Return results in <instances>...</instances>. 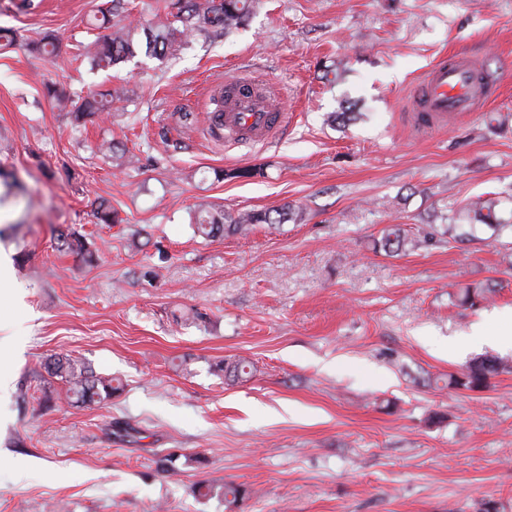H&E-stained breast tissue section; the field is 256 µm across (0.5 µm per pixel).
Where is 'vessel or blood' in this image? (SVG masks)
Returning a JSON list of instances; mask_svg holds the SVG:
<instances>
[{
    "mask_svg": "<svg viewBox=\"0 0 512 512\" xmlns=\"http://www.w3.org/2000/svg\"><path fill=\"white\" fill-rule=\"evenodd\" d=\"M491 97L480 62L459 54L430 65L414 95L412 123L417 130L442 129L459 115L479 110ZM288 126L276 99L262 85L246 77L224 83V106L217 123L209 124L214 141L233 145L267 140Z\"/></svg>",
    "mask_w": 512,
    "mask_h": 512,
    "instance_id": "b4317fda",
    "label": "vessel or blood"
}]
</instances>
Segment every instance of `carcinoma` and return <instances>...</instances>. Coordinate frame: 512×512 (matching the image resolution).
<instances>
[{"label":"carcinoma","instance_id":"1","mask_svg":"<svg viewBox=\"0 0 512 512\" xmlns=\"http://www.w3.org/2000/svg\"><path fill=\"white\" fill-rule=\"evenodd\" d=\"M110 6L101 12V24H112V31L94 43L95 51L88 56L91 69H104L134 60L140 55L159 60L174 57L194 35L212 30L230 34L248 18L252 0H165V20L145 24L141 20L126 23L127 0H109ZM106 103L96 94H90L72 110L75 120L104 111ZM98 150L112 156L116 166L131 165L138 158L124 149L105 141ZM291 215L285 206L275 211L248 210L236 215L204 207L198 211L195 230L203 237L215 238L220 234L246 235L258 224H281ZM422 241L408 237L401 228L394 226L377 241L376 246L387 254H399L417 248ZM491 292L485 283L468 285L457 293L459 301L474 306ZM508 365L497 357H483L471 364L461 376L448 375L446 385L454 389L478 391L487 387L489 379ZM48 370L66 381L73 398L83 404L101 402L112 397L117 387L112 380L97 375L84 362L73 358H58L48 364ZM203 497L218 496L227 504L243 498L245 490L240 485L225 483L216 486L204 483L198 487Z\"/></svg>","mask_w":512,"mask_h":512}]
</instances>
